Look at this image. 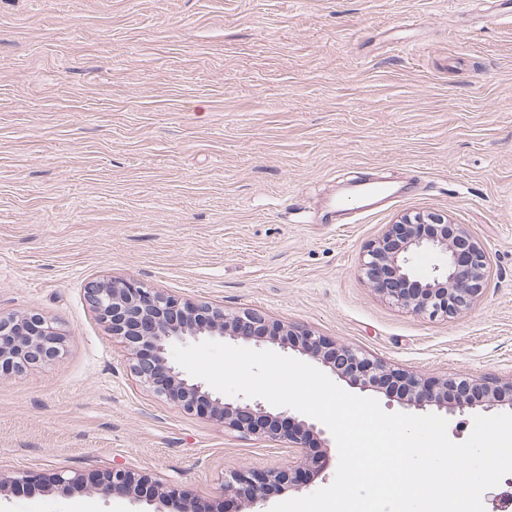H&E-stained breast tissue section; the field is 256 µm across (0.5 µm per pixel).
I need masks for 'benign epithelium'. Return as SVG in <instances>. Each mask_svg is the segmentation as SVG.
Instances as JSON below:
<instances>
[{"instance_id": "obj_1", "label": "benign epithelium", "mask_w": 512, "mask_h": 512, "mask_svg": "<svg viewBox=\"0 0 512 512\" xmlns=\"http://www.w3.org/2000/svg\"><path fill=\"white\" fill-rule=\"evenodd\" d=\"M421 255L438 258L427 275L419 274L415 267L414 260ZM487 268L484 248L461 225L437 212L401 216L366 247L361 260L363 273L381 295L417 314L446 318L470 308L483 290ZM85 297L110 335L132 351L130 373L136 382L186 413L239 433L286 439L296 449L286 470H246L222 478V495L237 502L243 512H250L265 500L270 488L282 483L296 490L306 487L309 457L304 455L303 444L311 435H323L324 430L296 418L292 427L285 428L259 401L234 404L214 395L202 382L170 364L168 349L176 341L209 336L277 343L330 368L361 391L382 393L405 409L434 406L452 414L477 403L487 409L504 404L512 408V381L491 386L459 377L424 379L310 330L297 331L258 309L228 312L222 306L182 302L137 282L113 279L89 282ZM60 344L61 334L44 316L0 314V375L54 360ZM56 482L102 498L126 494L137 500H155V492H140L149 485L148 478L120 465L102 473L64 471Z\"/></svg>"}]
</instances>
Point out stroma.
Wrapping results in <instances>:
<instances>
[{
    "instance_id": "obj_1",
    "label": "stroma",
    "mask_w": 512,
    "mask_h": 512,
    "mask_svg": "<svg viewBox=\"0 0 512 512\" xmlns=\"http://www.w3.org/2000/svg\"><path fill=\"white\" fill-rule=\"evenodd\" d=\"M377 176L403 196L328 220L344 184ZM430 211L490 257L482 293L448 319L392 303L360 267L388 224ZM96 277L259 309L431 378L512 380V9L0 0V312L62 335L56 361L0 377V512H221L223 474L287 467V442L137 384L85 301ZM306 451L312 493L338 451ZM115 465L177 498L54 481Z\"/></svg>"
}]
</instances>
